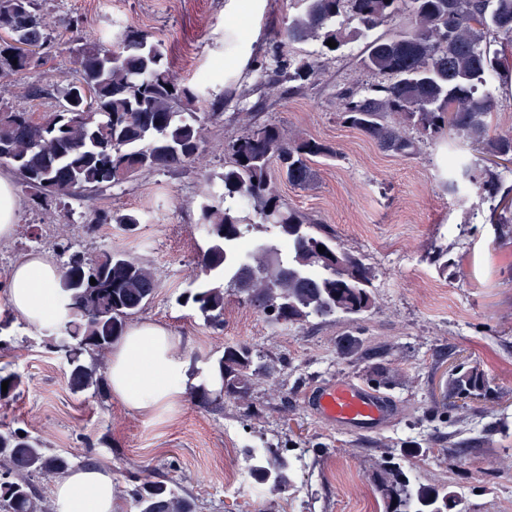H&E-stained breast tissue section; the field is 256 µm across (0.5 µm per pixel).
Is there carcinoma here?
Instances as JSON below:
<instances>
[{
    "instance_id": "cac0c4a2",
    "label": "carcinoma",
    "mask_w": 512,
    "mask_h": 512,
    "mask_svg": "<svg viewBox=\"0 0 512 512\" xmlns=\"http://www.w3.org/2000/svg\"><path fill=\"white\" fill-rule=\"evenodd\" d=\"M300 10L277 33L280 46L309 40H348L381 25L400 21V30L369 41L360 69L387 77L361 95L341 93L336 115L381 150L412 159L420 144L444 132L467 141L471 156L455 154L450 167L490 202V220L502 238L512 237V190L503 187L496 159L512 162V133L494 130L496 80L512 75V0H296ZM356 23L349 29L343 20ZM50 43L35 0H0V79L40 66ZM77 82L54 112L0 110V161L10 164L18 183L39 204L103 192L135 176L183 167L202 160V128L186 116L197 100L169 76L159 45L129 28L104 50L85 42L72 50ZM284 77L303 83L317 73L306 58L284 60ZM229 157L222 192L204 194L200 205L210 240L198 256L204 279L180 296L204 322L224 325L231 294L252 306L272 326H303L342 315L354 322L375 306L374 270L341 247L328 233L291 208L277 193L272 166L295 187L312 182V158L335 154L314 139L290 138L275 124L249 126L224 144ZM247 204L274 238L252 244L248 261L235 254L251 224L237 203ZM119 224L132 231L134 213L105 211L95 225ZM325 252H318V246ZM62 266L63 314L56 322L64 344L57 347L68 366L75 393L101 391L100 367L129 323L159 288L153 270L119 252L90 259L69 252ZM96 284H90V279ZM360 343L348 333L336 354L351 358ZM277 360L255 353L246 343L224 353L192 387L191 397L208 408L226 397L240 402L243 414H257L250 402L256 380L269 376ZM450 395L467 403L487 393L476 368L449 380ZM263 463L250 469L263 490L282 495L292 484V464L269 445ZM68 457L52 453L36 437L0 428V512H47L33 489L36 476L61 477ZM377 489L386 512H453L457 496L448 486L421 483L407 474L401 459L385 451L376 462ZM135 512H196L194 500L172 480L133 485Z\"/></svg>"
}]
</instances>
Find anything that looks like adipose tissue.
Here are the masks:
<instances>
[{
    "label": "adipose tissue",
    "instance_id": "ef3b65f1",
    "mask_svg": "<svg viewBox=\"0 0 512 512\" xmlns=\"http://www.w3.org/2000/svg\"><path fill=\"white\" fill-rule=\"evenodd\" d=\"M61 271L48 256L31 254L8 278L7 300L28 324H44L62 310ZM174 338L163 327H132L112 348L109 381L113 396L128 409L150 414L184 399L190 372L173 353ZM57 512H116L112 478L100 470H80L55 489Z\"/></svg>",
    "mask_w": 512,
    "mask_h": 512
}]
</instances>
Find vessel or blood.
Listing matches in <instances>:
<instances>
[{
	"label": "vessel or blood",
	"mask_w": 512,
	"mask_h": 512,
	"mask_svg": "<svg viewBox=\"0 0 512 512\" xmlns=\"http://www.w3.org/2000/svg\"><path fill=\"white\" fill-rule=\"evenodd\" d=\"M311 400L326 422L355 435L374 432L393 416V408L384 397L353 380L323 386Z\"/></svg>",
	"instance_id": "b4317fda"
}]
</instances>
